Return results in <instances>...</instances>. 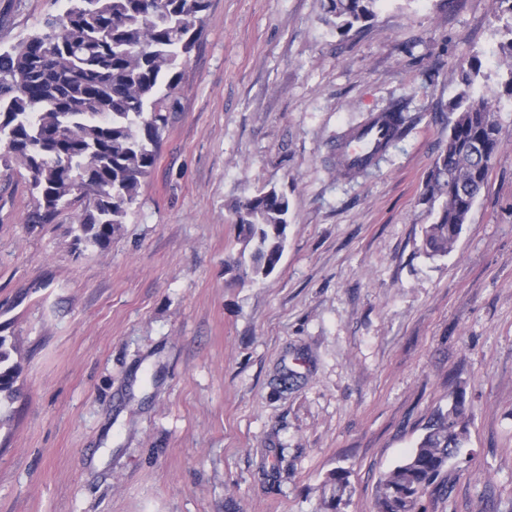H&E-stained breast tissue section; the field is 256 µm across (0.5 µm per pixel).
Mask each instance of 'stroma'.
<instances>
[{
	"mask_svg": "<svg viewBox=\"0 0 512 512\" xmlns=\"http://www.w3.org/2000/svg\"><path fill=\"white\" fill-rule=\"evenodd\" d=\"M209 0L158 158L107 249L30 224L0 176V512H375L376 485L466 392L469 438L423 512H512V90L499 0ZM65 0H0V50ZM481 64L502 143L454 249L421 202L459 69ZM402 106L406 135L338 174L336 143ZM289 200L266 279L226 268L236 202ZM290 371L289 382L280 379ZM348 480L335 503L336 469ZM379 0H329L327 22L340 32H348L355 25L370 21L375 16ZM22 372V356L7 337L0 336V400L11 398L16 392L15 384Z\"/></svg>",
	"mask_w": 512,
	"mask_h": 512,
	"instance_id": "stroma-1",
	"label": "stroma"
}]
</instances>
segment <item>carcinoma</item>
I'll return each instance as SVG.
<instances>
[{"label":"carcinoma","instance_id":"cac0c4a2","mask_svg":"<svg viewBox=\"0 0 512 512\" xmlns=\"http://www.w3.org/2000/svg\"><path fill=\"white\" fill-rule=\"evenodd\" d=\"M41 29L0 52V172L28 183L35 224L73 213L78 245L105 249L125 222L141 181L153 169L167 128V100L181 89L208 0H68ZM379 0H329L327 22L340 32L370 21ZM480 65L460 71L463 89L451 107L448 143L437 155L422 201L441 199L425 227L430 255L450 252L484 188L500 143L495 109L473 96ZM389 148L405 131L394 107L376 117ZM289 203L275 187L233 209L248 250L236 268L264 279L284 251ZM22 356L0 336V398L12 397ZM466 395L451 392L417 446L379 481L376 512H419L438 488L448 459L468 440Z\"/></svg>","mask_w":512,"mask_h":512}]
</instances>
